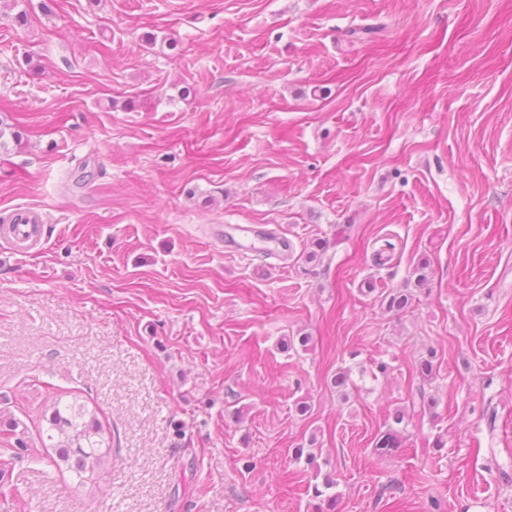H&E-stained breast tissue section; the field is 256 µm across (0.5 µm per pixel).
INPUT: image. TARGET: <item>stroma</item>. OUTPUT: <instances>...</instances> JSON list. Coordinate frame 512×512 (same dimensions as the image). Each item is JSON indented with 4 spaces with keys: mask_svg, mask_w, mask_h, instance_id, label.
<instances>
[{
    "mask_svg": "<svg viewBox=\"0 0 512 512\" xmlns=\"http://www.w3.org/2000/svg\"><path fill=\"white\" fill-rule=\"evenodd\" d=\"M24 7L0 219L42 245L0 239V512H313L320 472L336 512H512V0ZM423 259L412 308L367 295ZM75 400L117 450L82 486L42 442ZM405 419V411L396 409L391 415L392 424H390L387 430L379 437L376 448L384 451H397L401 448V434L394 425H400Z\"/></svg>",
    "mask_w": 512,
    "mask_h": 512,
    "instance_id": "1",
    "label": "stroma"
}]
</instances>
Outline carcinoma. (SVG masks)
<instances>
[{"label":"carcinoma","instance_id":"obj_1","mask_svg":"<svg viewBox=\"0 0 512 512\" xmlns=\"http://www.w3.org/2000/svg\"><path fill=\"white\" fill-rule=\"evenodd\" d=\"M19 0H0V13L7 15L15 12L14 20L18 26L28 23L27 11L17 10ZM414 299L409 288L384 290L377 296L380 306L388 311L400 312L408 308ZM412 406L421 412L435 408L434 397L428 395L423 387H418L412 395ZM88 410L83 404H70L65 408L54 405L50 416L46 418L48 440L52 441L56 458L54 465L68 469L78 482L92 479L90 472L104 458H110L112 440L105 438V431L96 417H87ZM405 411L395 410L391 415L392 425L379 437L376 448L384 451H396L401 448V434L396 426L403 423ZM334 482L329 475H324L322 484L312 486V498L319 501L318 512H335L337 498L330 493Z\"/></svg>","mask_w":512,"mask_h":512}]
</instances>
